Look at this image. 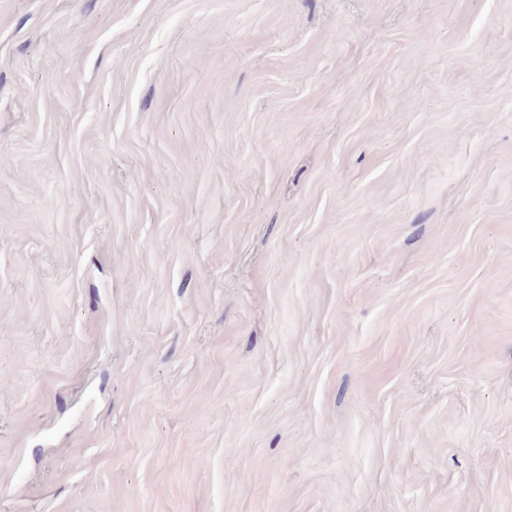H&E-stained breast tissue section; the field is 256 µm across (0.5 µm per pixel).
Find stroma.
<instances>
[{"label":"stroma","mask_w":512,"mask_h":512,"mask_svg":"<svg viewBox=\"0 0 512 512\" xmlns=\"http://www.w3.org/2000/svg\"><path fill=\"white\" fill-rule=\"evenodd\" d=\"M0 512H512V0H0Z\"/></svg>","instance_id":"obj_1"}]
</instances>
